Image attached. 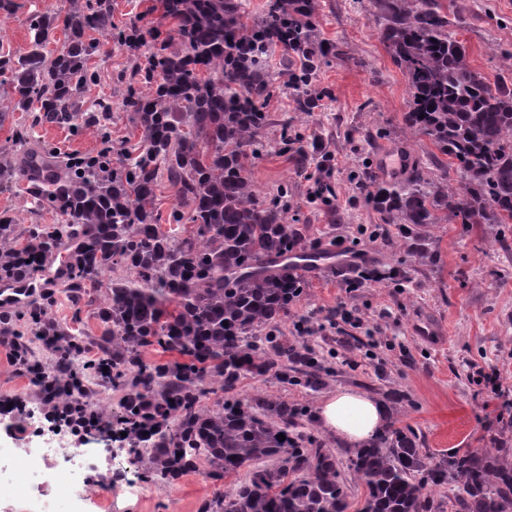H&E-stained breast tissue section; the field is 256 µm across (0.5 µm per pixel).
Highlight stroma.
<instances>
[{
    "label": "stroma",
    "mask_w": 512,
    "mask_h": 512,
    "mask_svg": "<svg viewBox=\"0 0 512 512\" xmlns=\"http://www.w3.org/2000/svg\"><path fill=\"white\" fill-rule=\"evenodd\" d=\"M451 29L469 52L475 68L488 81L503 73V58L512 52V0H438ZM0 8V53L25 54L33 38V15L67 7V0H8ZM116 25H162L160 0H112ZM318 28L335 43L336 55L323 65L319 84L332 96L318 111L298 112L291 97L274 94L267 102L270 124L264 134L265 151L248 158L246 167L260 197L272 195L279 184L288 186V222L303 231L312 250L333 262L303 276L304 290L289 307L277 329L293 347L314 352L325 366L322 384L312 391L286 384L274 375L248 376L234 398H281L306 408L299 425L302 434L330 450L342 465L352 505L364 492L361 480L346 467L351 454L318 419L321 402L331 394L354 390L381 401L387 423L412 428L427 463L439 464L497 442L512 448V233L495 224H436L430 226L428 248L435 262L419 259L412 242L398 237L394 225L367 202L372 184L404 173L416 160L429 176L447 174L442 156L428 138L401 142L409 110L404 75L379 38V25L370 0H319ZM90 60L97 74L84 94L85 107L105 100L108 120L86 115L78 132L40 122L37 113L8 111L14 92L0 76V154L19 174L12 184L0 185V215L12 217L17 233L32 224H58L62 217L30 204L28 178L11 146L14 130L31 131L33 145L55 151L57 165L74 157L96 154L104 141L141 145L140 129L121 107L125 76L138 61L136 53L101 38ZM302 137V152L283 151L282 123ZM334 155L329 181L331 204L314 195L317 164ZM362 254L367 264L384 274L383 280L346 287L350 268L336 256ZM122 268L105 272L88 286L80 304L58 294L52 313L63 324L80 315L86 335L99 333L97 308L107 298L113 277ZM345 306L350 318L337 315ZM237 476L215 482L204 472L190 473L172 484L153 483L144 503L119 496L126 512H198L203 500L229 490Z\"/></svg>",
    "instance_id": "35a3bbf8"
}]
</instances>
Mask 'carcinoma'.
<instances>
[{
	"instance_id": "carcinoma-1",
	"label": "carcinoma",
	"mask_w": 512,
	"mask_h": 512,
	"mask_svg": "<svg viewBox=\"0 0 512 512\" xmlns=\"http://www.w3.org/2000/svg\"><path fill=\"white\" fill-rule=\"evenodd\" d=\"M380 38L406 77L410 111L405 135H424L452 160L463 181L437 184L418 170L375 187L374 197L405 237L425 224H512V83L490 85L469 63L436 0H372ZM165 28L112 24L111 0H86L65 12L32 18L34 39L18 58L0 55L15 111H40V121L73 127L82 94L95 82L88 60L100 43L137 50L152 45L127 81L122 106L141 128L137 153L104 142L97 155L73 158L58 171L49 152L33 148L28 130L14 146L32 176L28 195L65 216L36 224L25 239L0 217V282L28 281L66 248L62 281L80 302L87 283L119 266L99 309L103 333L72 332L51 315L55 290H35L21 306L0 311V340L12 362L30 372L41 343L54 380L37 396L63 422L85 433H127L140 478L173 483L208 465L214 480L248 469L231 491L200 512H348V489L336 457L296 432L306 410L282 400L202 398L237 387L246 375L288 380V365L305 368L315 390L324 366L274 333L301 279L284 260L309 252L288 225V186L263 201L244 159L261 153L269 125L266 103L286 87L299 112H313L331 93L319 72L336 46L320 38L317 0H267L249 18L247 0H161ZM71 35L50 57L57 29ZM280 51L288 80L271 64ZM183 209L162 230L155 214L161 179ZM174 352L164 363L148 350ZM108 371H103V367ZM121 394L118 410L98 412L90 381ZM284 434L285 439L277 438ZM512 450L497 447L444 465H428L410 430L388 426L349 459L365 488L358 512H435L429 487L451 486L457 512H512Z\"/></svg>"
}]
</instances>
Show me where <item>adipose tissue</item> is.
Wrapping results in <instances>:
<instances>
[{
    "label": "adipose tissue",
    "mask_w": 512,
    "mask_h": 512,
    "mask_svg": "<svg viewBox=\"0 0 512 512\" xmlns=\"http://www.w3.org/2000/svg\"><path fill=\"white\" fill-rule=\"evenodd\" d=\"M319 419L329 433L351 448H360L384 423L385 410L376 400L354 391H340L325 400Z\"/></svg>",
    "instance_id": "ef3b65f1"
}]
</instances>
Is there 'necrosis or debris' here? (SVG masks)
<instances>
[{"label":"necrosis or debris","mask_w":512,"mask_h":512,"mask_svg":"<svg viewBox=\"0 0 512 512\" xmlns=\"http://www.w3.org/2000/svg\"><path fill=\"white\" fill-rule=\"evenodd\" d=\"M43 402L27 408L22 447L0 448V506L5 512H113L116 492L144 500L146 487L129 449L92 440L76 442L66 430L43 424Z\"/></svg>","instance_id":"1"}]
</instances>
